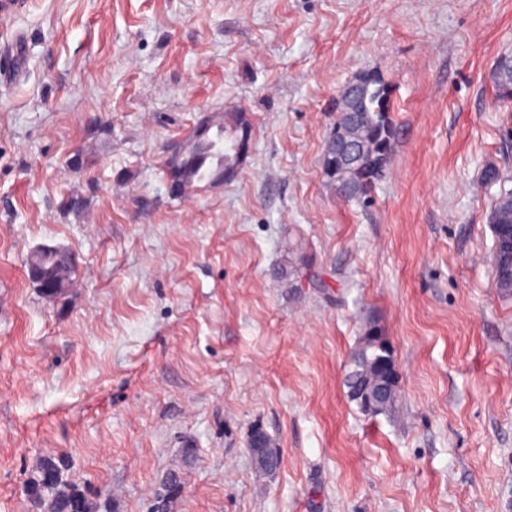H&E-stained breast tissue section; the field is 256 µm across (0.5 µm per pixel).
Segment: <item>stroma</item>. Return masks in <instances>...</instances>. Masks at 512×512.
Returning a JSON list of instances; mask_svg holds the SVG:
<instances>
[{"mask_svg": "<svg viewBox=\"0 0 512 512\" xmlns=\"http://www.w3.org/2000/svg\"><path fill=\"white\" fill-rule=\"evenodd\" d=\"M512 0H21L0 14V512L65 457L105 512H512V295L486 165L512 181ZM391 90L392 172L340 197V89ZM243 115L234 179L172 198L166 147ZM82 153V166L70 162ZM82 197L78 212L63 198ZM78 270L66 306L25 275ZM391 411L347 396L369 324ZM260 426L282 450L259 472ZM60 252L57 255L48 256L43 252H36L27 256L25 265L28 268L30 265L42 270L44 277L50 279L54 288L45 289L42 283L41 273L34 269H29V279L33 282L40 283L44 289L41 291L45 297L52 298L57 297V304L62 307L66 306V298L68 296L69 288L72 285L73 277L75 275L76 267H70L68 261L62 260V256L68 251L59 248Z\"/></svg>", "mask_w": 512, "mask_h": 512, "instance_id": "35a3bbf8", "label": "stroma"}]
</instances>
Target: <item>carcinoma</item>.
<instances>
[{
	"label": "carcinoma",
	"instance_id": "cac0c4a2",
	"mask_svg": "<svg viewBox=\"0 0 512 512\" xmlns=\"http://www.w3.org/2000/svg\"><path fill=\"white\" fill-rule=\"evenodd\" d=\"M361 93L358 104L360 122L354 132L358 142L356 160L344 171L338 172L322 164L324 175L336 185V192L351 200H366L376 186L391 173L390 164L397 135V127L391 117V92L381 79L372 75L358 78ZM495 96L500 101L512 100V69L499 68L493 74ZM233 124L217 125L216 138L192 134L177 164L168 165V184H174L176 198L201 184L217 183L224 171L238 166L240 149L247 137V125L238 116H232ZM506 179L490 165L482 172L481 185H500L489 215L494 232L493 270L497 288L506 295L512 293V188H506ZM25 265L42 270L53 287L42 290L45 297H57V303L66 306V298L72 285L75 269L62 259V254L48 256L36 252L27 256ZM380 330L372 325L366 332L360 351L372 359L380 353ZM348 389L359 388L371 396L379 412L394 405L396 384L387 374L377 372L372 365L350 361L345 379ZM26 491L40 512H95L72 475L68 461L62 457L41 460L27 480Z\"/></svg>",
	"mask_w": 512,
	"mask_h": 512
}]
</instances>
